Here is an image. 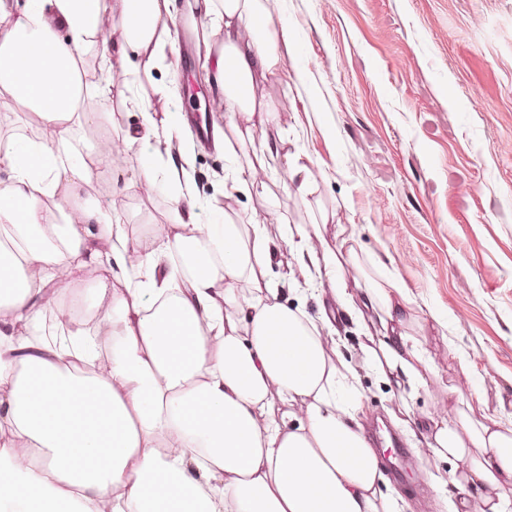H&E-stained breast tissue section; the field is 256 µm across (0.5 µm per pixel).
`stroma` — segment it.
<instances>
[{
    "instance_id": "1",
    "label": "stroma",
    "mask_w": 512,
    "mask_h": 512,
    "mask_svg": "<svg viewBox=\"0 0 512 512\" xmlns=\"http://www.w3.org/2000/svg\"><path fill=\"white\" fill-rule=\"evenodd\" d=\"M176 0L165 58L152 72L105 66L83 55L88 82L111 88L113 127L136 129L138 95L157 112L190 113L179 89L160 83L206 76L210 22ZM277 16L295 49L265 83L272 122L284 142L269 161L265 194L233 190L222 148L195 143L188 171L204 204L200 223L226 211L259 219L274 251L271 278L289 306L324 316L336 349L359 373L358 413L367 432L387 414L390 436L413 449L431 416L448 403L460 361L478 374L486 410L512 426V0H280ZM168 150L100 176L91 188L105 208L139 231L165 224L169 197L146 195L143 165L163 168ZM314 162L308 194L290 185L286 156ZM350 225L363 264L388 266L414 301L409 335L434 357L425 386L403 394L365 367L371 320L350 317L305 283L283 242L284 226L309 228L322 214ZM454 464L420 461L415 475L386 478L400 512H451L463 499Z\"/></svg>"
}]
</instances>
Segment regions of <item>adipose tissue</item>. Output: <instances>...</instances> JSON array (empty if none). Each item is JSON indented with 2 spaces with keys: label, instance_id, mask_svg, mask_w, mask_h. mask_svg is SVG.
Instances as JSON below:
<instances>
[{
  "label": "adipose tissue",
  "instance_id": "ef3b65f1",
  "mask_svg": "<svg viewBox=\"0 0 512 512\" xmlns=\"http://www.w3.org/2000/svg\"><path fill=\"white\" fill-rule=\"evenodd\" d=\"M278 0H195L211 18L212 78L235 129L281 140L263 81L291 48ZM0 0V93L40 134L0 143V512H399L383 493L380 456L353 406L360 390L339 366L330 325L284 302L269 280L261 224L202 207L184 164L145 169V191L169 195L173 217L132 235L90 195L150 135L172 138L182 116L140 101L142 135L86 150L72 143L111 112L87 111L86 50L103 62L156 68L172 0ZM287 230L301 268L347 305L373 313L382 335L365 361L385 382L423 386L433 371L406 331L413 301L391 274L367 278L337 225ZM60 319L47 326L40 298ZM362 292L361 307L352 289ZM477 379L461 365L450 405L417 449L461 463L452 483L479 512H512V428L476 413Z\"/></svg>",
  "mask_w": 512,
  "mask_h": 512
}]
</instances>
